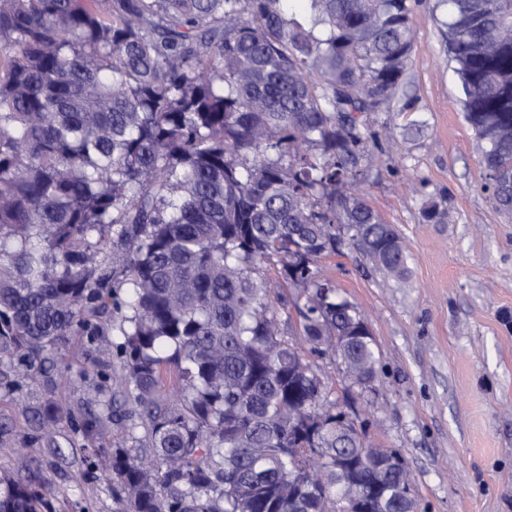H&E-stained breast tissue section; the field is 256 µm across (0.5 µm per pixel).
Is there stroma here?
Instances as JSON below:
<instances>
[{
	"instance_id": "obj_1",
	"label": "stroma",
	"mask_w": 512,
	"mask_h": 512,
	"mask_svg": "<svg viewBox=\"0 0 512 512\" xmlns=\"http://www.w3.org/2000/svg\"><path fill=\"white\" fill-rule=\"evenodd\" d=\"M435 2L417 0L411 16L409 90L427 126L411 141L408 114H373L382 152L364 187L411 254L410 276L385 279L353 249L319 267L359 307L380 351L356 424L400 451L422 512H512V214L484 187L483 145L464 118ZM433 201L447 212L443 222L422 214ZM82 344L73 339L46 381L0 388V473L25 478L39 458L56 512H114L110 483L82 472L87 443L112 447L127 424L105 420L90 442L74 434L72 419L98 411L103 396L81 372L112 358L109 342ZM63 372L71 385L52 390ZM51 402L66 412L55 425L57 454L30 441L33 410Z\"/></svg>"
}]
</instances>
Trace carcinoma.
Segmentation results:
<instances>
[{
    "label": "carcinoma",
    "mask_w": 512,
    "mask_h": 512,
    "mask_svg": "<svg viewBox=\"0 0 512 512\" xmlns=\"http://www.w3.org/2000/svg\"><path fill=\"white\" fill-rule=\"evenodd\" d=\"M0 0V383L116 323L103 409L131 442L86 456L115 512H415L407 465L361 463L319 361L378 377L358 307L320 260L411 255L365 201L367 116L412 112L413 0ZM486 187L512 211V0H437ZM499 43L488 55L485 45ZM276 260L270 282L258 265ZM298 316L287 340L279 312ZM64 409L36 412L39 427ZM103 417L77 430L91 439ZM143 435L137 437L134 429ZM0 475V512H54Z\"/></svg>",
    "instance_id": "obj_1"
}]
</instances>
